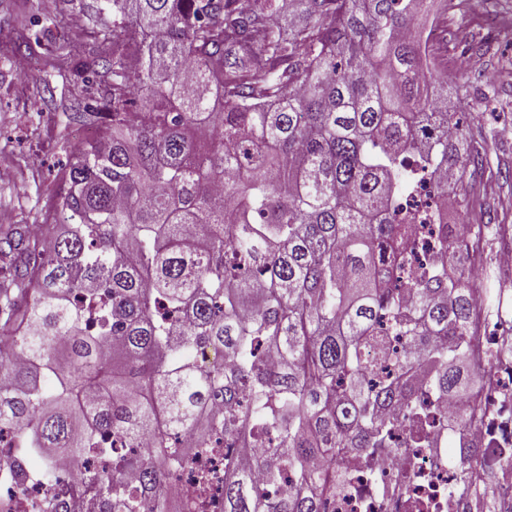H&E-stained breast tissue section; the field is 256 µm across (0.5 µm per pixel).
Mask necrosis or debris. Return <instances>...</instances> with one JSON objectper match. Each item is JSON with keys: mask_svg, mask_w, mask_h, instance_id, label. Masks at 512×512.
Returning a JSON list of instances; mask_svg holds the SVG:
<instances>
[{"mask_svg": "<svg viewBox=\"0 0 512 512\" xmlns=\"http://www.w3.org/2000/svg\"><path fill=\"white\" fill-rule=\"evenodd\" d=\"M421 407L434 417L432 447L408 448L410 429L402 424L385 448L351 449L342 459L346 487L326 503V512H467L463 498L469 475L459 460L476 456L484 480L480 490L505 503L512 512V367L492 366L490 384L469 394V402L481 415L469 443H462L448 425L455 404L447 396L420 388ZM208 483H201V475ZM57 486L44 481L41 467L30 464L25 484L8 472H0V512H29V502L52 494L60 512H109L107 502L87 490L69 471H61ZM224 478V451L212 449L177 472L171 484L182 503L210 497L206 512H222L219 490Z\"/></svg>", "mask_w": 512, "mask_h": 512, "instance_id": "obj_1", "label": "necrosis or debris"}]
</instances>
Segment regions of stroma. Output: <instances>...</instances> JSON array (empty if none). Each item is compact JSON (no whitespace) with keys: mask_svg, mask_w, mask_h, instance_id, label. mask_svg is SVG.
I'll return each instance as SVG.
<instances>
[{"mask_svg":"<svg viewBox=\"0 0 512 512\" xmlns=\"http://www.w3.org/2000/svg\"><path fill=\"white\" fill-rule=\"evenodd\" d=\"M512 12V0H474L472 6L445 9L433 0L429 18L439 19L434 47L445 62L463 57L467 83L464 147L480 146L488 163L459 188L463 205L448 212L452 224L512 225V30L489 37L474 21L489 12ZM65 14L54 29L51 20ZM93 22L84 11L63 10L60 0H0V228L43 223L45 204L58 171L79 140L75 100L96 97L84 70L98 69L88 52ZM32 41L28 52L15 43ZM61 43L75 73L61 79L49 47ZM495 67L498 79L484 71Z\"/></svg>","mask_w":512,"mask_h":512,"instance_id":"stroma-1","label":"stroma"}]
</instances>
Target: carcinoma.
I'll use <instances>...</instances> for the list:
<instances>
[{"label": "carcinoma", "mask_w": 512, "mask_h": 512, "mask_svg": "<svg viewBox=\"0 0 512 512\" xmlns=\"http://www.w3.org/2000/svg\"><path fill=\"white\" fill-rule=\"evenodd\" d=\"M96 2L78 0L98 18L95 132L55 190L71 228L3 233L0 437L48 484L58 456L111 458L79 479L112 512H166L173 475L222 439L256 449L224 454L223 512H325L341 454L421 420L415 381L455 398L480 381L474 307L509 315L448 274L452 239L400 259L394 286L381 271L400 201L430 178L446 224L442 186L483 160L412 35L424 0H298L297 22L275 0ZM394 337L413 349L380 373Z\"/></svg>", "instance_id": "carcinoma-1"}]
</instances>
